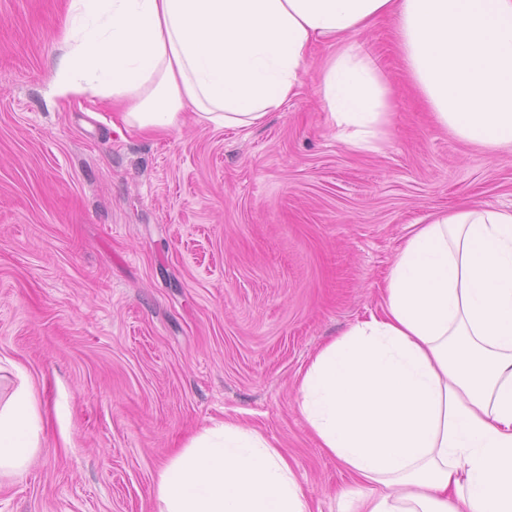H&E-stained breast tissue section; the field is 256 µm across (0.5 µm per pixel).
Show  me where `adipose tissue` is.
Returning a JSON list of instances; mask_svg holds the SVG:
<instances>
[{
	"label": "adipose tissue",
	"instance_id": "1",
	"mask_svg": "<svg viewBox=\"0 0 512 512\" xmlns=\"http://www.w3.org/2000/svg\"><path fill=\"white\" fill-rule=\"evenodd\" d=\"M394 24L435 122L512 147V0H68L52 93L112 100L142 133L185 109L245 130L296 98L315 44L337 136L378 149L392 91L356 33ZM379 308L326 342L295 404L355 485L337 512H512V209L464 204L412 225ZM32 387L0 405V476L39 446ZM157 512H312L277 443L211 420L159 469Z\"/></svg>",
	"mask_w": 512,
	"mask_h": 512
}]
</instances>
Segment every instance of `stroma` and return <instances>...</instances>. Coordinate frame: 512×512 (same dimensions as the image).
<instances>
[{"instance_id":"stroma-1","label":"stroma","mask_w":512,"mask_h":512,"mask_svg":"<svg viewBox=\"0 0 512 512\" xmlns=\"http://www.w3.org/2000/svg\"><path fill=\"white\" fill-rule=\"evenodd\" d=\"M67 0H0V403L43 421L0 512H156L160 466L230 415L279 443L313 512L351 479L293 404L317 350L375 309L410 224L512 207V153L437 125L382 21L359 33L394 110L349 148L316 93L248 131L113 127L110 101L49 94Z\"/></svg>"}]
</instances>
